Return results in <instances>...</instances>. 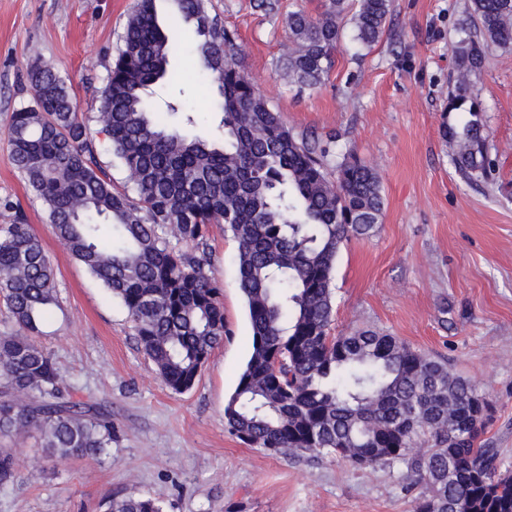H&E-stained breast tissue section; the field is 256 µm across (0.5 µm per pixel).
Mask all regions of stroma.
I'll use <instances>...</instances> for the list:
<instances>
[{"instance_id": "1", "label": "stroma", "mask_w": 512, "mask_h": 512, "mask_svg": "<svg viewBox=\"0 0 512 512\" xmlns=\"http://www.w3.org/2000/svg\"><path fill=\"white\" fill-rule=\"evenodd\" d=\"M208 0L235 35L245 74L295 133L334 134L340 151L377 169L385 207L368 235L344 242L334 273L332 333L375 328L446 361L486 395L494 412L480 438L512 463V51L489 47L469 79L482 108L488 175L467 178L442 136L457 68L453 45L470 0H393L383 38L366 48L344 29L324 83L300 89L282 75L287 18L318 14L326 0ZM135 0H0V225L22 209L56 270L58 304L39 343L71 396L112 412L117 431L98 460L42 462L41 439L12 440L20 463L0 488V512H106L141 493L165 512H412L397 465L357 468L333 457L271 456L224 428V403L251 351L238 287V243L209 231L226 334L194 386L169 390L140 348L125 309L57 242L48 213L13 165L12 111L29 102L21 67L39 57L66 82L88 119L100 163L118 191L126 174L96 117L101 91ZM173 56L176 78L154 86L152 106L192 113L189 131L221 137L215 86H203L193 47Z\"/></svg>"}]
</instances>
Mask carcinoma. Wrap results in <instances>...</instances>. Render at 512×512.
Listing matches in <instances>:
<instances>
[{
    "mask_svg": "<svg viewBox=\"0 0 512 512\" xmlns=\"http://www.w3.org/2000/svg\"><path fill=\"white\" fill-rule=\"evenodd\" d=\"M161 0H136L102 90L97 121L132 193L117 192L87 122L50 67L24 66L31 94L13 110L15 168L47 208L63 248L125 308L138 343L166 386L191 389L224 341V307L210 265L209 228L238 243L251 353L224 405L225 429L274 456H336L367 468L399 463L413 512H512V471L477 445L492 406L468 380L398 337L365 328L333 336V280L344 241L382 216L379 174L332 140L296 134L244 75L235 37L206 0H167L169 20L193 28L201 71L217 85L224 144L190 136L147 103L172 78L176 36ZM470 27L446 112L466 109L442 135L464 173L491 168L479 103L468 75L485 48L512 50V0H470ZM392 0H328L317 16L288 15L286 77L315 88L332 66L345 22L372 47L386 33ZM0 296L14 326L0 332V440L35 430L44 457L97 458L112 447V413L67 397V385L35 340L57 305L56 273L25 216L0 227ZM18 475L0 446V487ZM107 512H163L151 496L109 500Z\"/></svg>",
    "mask_w": 512,
    "mask_h": 512,
    "instance_id": "carcinoma-1",
    "label": "carcinoma"
}]
</instances>
